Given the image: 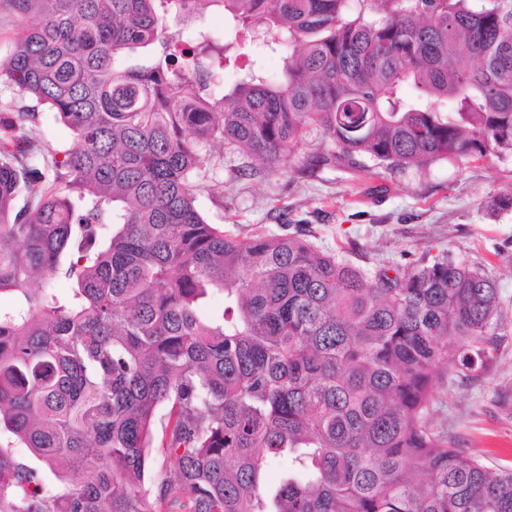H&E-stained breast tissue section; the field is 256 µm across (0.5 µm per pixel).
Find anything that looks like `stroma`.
Wrapping results in <instances>:
<instances>
[{
	"mask_svg": "<svg viewBox=\"0 0 512 512\" xmlns=\"http://www.w3.org/2000/svg\"><path fill=\"white\" fill-rule=\"evenodd\" d=\"M201 29L213 44L249 49L221 10L168 21L169 34L186 40ZM25 133L41 155L38 183L52 184L54 152L71 144L70 131L40 105ZM319 142L308 134L291 166L277 171L237 150L203 148L209 189L197 198L200 215L244 234L260 228L301 234L325 251L346 247V259L370 272L381 261L405 266L442 255L479 268L498 290L499 346L478 378L440 380L429 418L490 470L512 466V205L500 204L512 192V152L423 168L339 160L302 171Z\"/></svg>",
	"mask_w": 512,
	"mask_h": 512,
	"instance_id": "stroma-1",
	"label": "stroma"
}]
</instances>
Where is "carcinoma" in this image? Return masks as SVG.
I'll list each match as a JSON object with an SVG mask.
<instances>
[{"label": "carcinoma", "mask_w": 512, "mask_h": 512, "mask_svg": "<svg viewBox=\"0 0 512 512\" xmlns=\"http://www.w3.org/2000/svg\"><path fill=\"white\" fill-rule=\"evenodd\" d=\"M362 2L375 18L348 0H0L38 16L0 83L72 132L64 187L39 192L31 112L0 125V294L17 301L0 308V512H512V467L428 418L438 380L496 349L494 282L446 256L371 275L195 206L210 145L272 169L311 128L336 152L310 167L512 152V0ZM213 5L244 40L262 25L280 79L162 37L166 14ZM156 42L151 65L125 63ZM59 276L66 294L35 286Z\"/></svg>", "instance_id": "cac0c4a2"}]
</instances>
